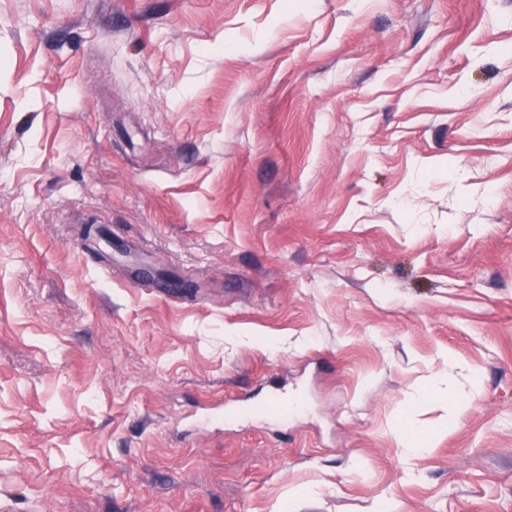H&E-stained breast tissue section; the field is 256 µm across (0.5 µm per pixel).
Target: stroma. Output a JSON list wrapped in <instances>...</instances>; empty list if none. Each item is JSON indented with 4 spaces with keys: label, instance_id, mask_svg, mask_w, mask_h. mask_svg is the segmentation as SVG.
<instances>
[{
    "label": "stroma",
    "instance_id": "stroma-1",
    "mask_svg": "<svg viewBox=\"0 0 512 512\" xmlns=\"http://www.w3.org/2000/svg\"><path fill=\"white\" fill-rule=\"evenodd\" d=\"M0 502L512 512V0H0Z\"/></svg>",
    "mask_w": 512,
    "mask_h": 512
}]
</instances>
